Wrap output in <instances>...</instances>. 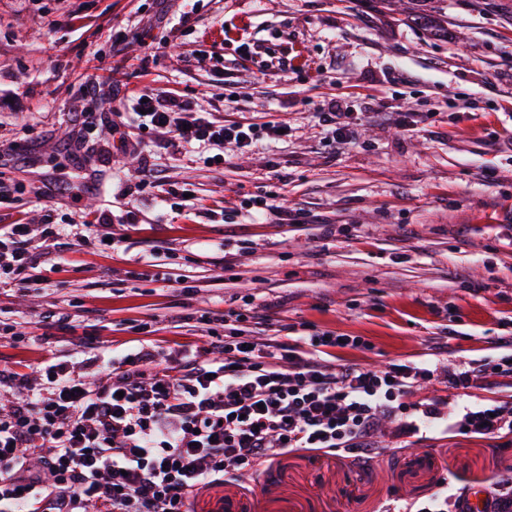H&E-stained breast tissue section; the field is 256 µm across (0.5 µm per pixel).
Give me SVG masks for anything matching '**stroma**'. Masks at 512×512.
Wrapping results in <instances>:
<instances>
[{"label":"stroma","instance_id":"1","mask_svg":"<svg viewBox=\"0 0 512 512\" xmlns=\"http://www.w3.org/2000/svg\"><path fill=\"white\" fill-rule=\"evenodd\" d=\"M409 8L0 0V181L25 188L0 206V227L35 229L25 284L0 285V329L25 337L0 339V368L28 373L48 353L80 362L88 336L123 349L142 320L161 346H201L196 316L248 306L278 340H367L337 351L340 363L426 360L450 328L451 359L498 354L512 324V0H448L447 24L430 31ZM143 86L291 134L176 149L149 130L125 153L106 126L70 153L77 111L111 115L115 93ZM336 97L361 115L345 141L316 118ZM397 112L421 120L404 128ZM259 195L280 212L253 208ZM88 214L93 233H77ZM50 222L60 229L47 237ZM380 445L368 471L332 454L280 456L256 480L204 490L194 512H384L441 478L473 489L512 469V433L402 439L389 423Z\"/></svg>","mask_w":512,"mask_h":512}]
</instances>
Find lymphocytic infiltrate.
<instances>
[{
    "instance_id": "1",
    "label": "lymphocytic infiltrate",
    "mask_w": 512,
    "mask_h": 512,
    "mask_svg": "<svg viewBox=\"0 0 512 512\" xmlns=\"http://www.w3.org/2000/svg\"><path fill=\"white\" fill-rule=\"evenodd\" d=\"M141 129H163L173 144L247 149L279 137L280 123L221 120L174 92L142 88L128 97ZM31 227L0 232V277L32 263ZM213 336L210 353L140 342L113 355L88 380L74 365L42 357L37 377L0 370V387L24 396L0 407V512H192L198 493L224 477L256 475L291 452L376 460L385 422L397 436L421 429L475 437L512 432V403H417L414 388L445 379L458 396L512 374V336L500 354L469 361H393L381 369L333 364L359 336L313 331L294 344L245 333ZM394 512H468L464 490L441 481L426 501Z\"/></svg>"
}]
</instances>
